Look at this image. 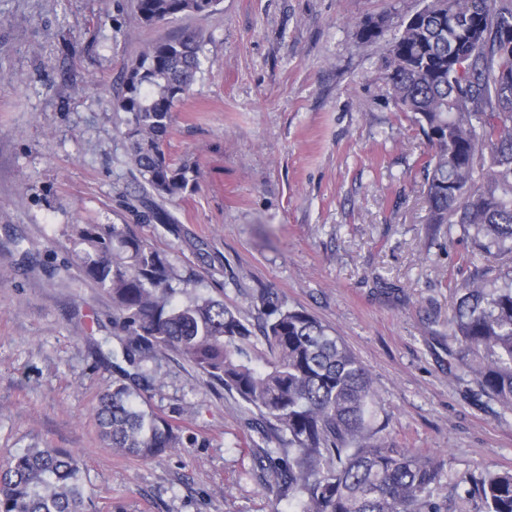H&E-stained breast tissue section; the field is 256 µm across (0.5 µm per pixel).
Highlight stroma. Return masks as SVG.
<instances>
[{
  "label": "stroma",
  "mask_w": 512,
  "mask_h": 512,
  "mask_svg": "<svg viewBox=\"0 0 512 512\" xmlns=\"http://www.w3.org/2000/svg\"><path fill=\"white\" fill-rule=\"evenodd\" d=\"M423 5L220 0L147 26L134 0H0V459L79 451L99 512H291L258 464L287 435L259 436L239 397L175 352L143 361L147 397L192 445L144 461L101 441L93 408L122 371L97 346L115 312L73 266V228L128 224L182 277L180 299L224 300L255 325L264 289L329 327L374 379L389 439L442 460L444 481L512 468V412L448 355L468 244L432 236L426 141L385 78L395 25ZM186 32L205 61L163 150L199 178L160 201L128 161L118 103L140 53ZM156 203L170 223L144 219Z\"/></svg>",
  "instance_id": "stroma-1"
}]
</instances>
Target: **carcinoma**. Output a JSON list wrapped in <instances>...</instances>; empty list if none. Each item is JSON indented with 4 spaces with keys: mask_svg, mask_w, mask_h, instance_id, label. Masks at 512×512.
<instances>
[{
    "mask_svg": "<svg viewBox=\"0 0 512 512\" xmlns=\"http://www.w3.org/2000/svg\"><path fill=\"white\" fill-rule=\"evenodd\" d=\"M219 0H136L140 23L208 13ZM382 23L361 25L359 42L375 41ZM512 0H435L424 21H403L389 42L386 79L396 108L428 144L424 192L433 234L458 229L469 243L460 256L472 268L458 295L449 356L480 395L512 411ZM464 56L458 71L450 47ZM202 38L157 42L127 70L119 109L129 161L153 196H181L198 171L175 164L162 146L175 103L201 70ZM75 234L79 273L112 300L124 335L122 354L135 364L159 348L192 363L206 380L257 412L258 433L288 434L280 481L293 512H454L441 493L443 465L417 449L393 446L379 421L372 377L344 341L303 309L283 307L262 289L265 350L251 324L220 299L179 302L174 267L129 224H81ZM148 376L112 382L99 396L101 439L125 455L151 460L184 447L182 428L156 413ZM85 463L67 448L33 446L0 461V512H92ZM463 503L476 512H512V469L469 474Z\"/></svg>",
    "mask_w": 512,
    "mask_h": 512,
    "instance_id": "cac0c4a2",
    "label": "carcinoma"
}]
</instances>
